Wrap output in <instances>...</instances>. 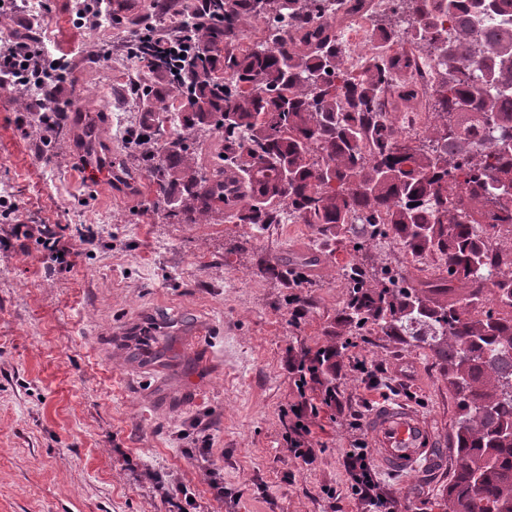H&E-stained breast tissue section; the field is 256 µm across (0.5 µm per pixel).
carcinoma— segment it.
Instances as JSON below:
<instances>
[{"label": "carcinoma", "mask_w": 512, "mask_h": 512, "mask_svg": "<svg viewBox=\"0 0 512 512\" xmlns=\"http://www.w3.org/2000/svg\"><path fill=\"white\" fill-rule=\"evenodd\" d=\"M343 0H190L199 30L177 84L140 89L146 136L133 156L171 224L224 214L233 224L280 223L283 213L334 235L388 226L412 256L438 254L446 275L408 286L381 268L375 284L353 266L349 298L327 335L369 324L429 348L457 400L455 467L444 512H512V256L494 231L512 226V0H395L384 38L414 39L444 71L433 136L411 145L381 102L402 61L374 57L366 77L343 64L336 35ZM261 15L265 42L241 47L242 23ZM175 129L155 139L166 126ZM222 142L195 161L201 138ZM508 312L484 309L487 296ZM344 347L306 353L299 378L336 401Z\"/></svg>", "instance_id": "obj_1"}]
</instances>
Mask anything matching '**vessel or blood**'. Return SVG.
Instances as JSON below:
<instances>
[{"label":"vessel or blood","instance_id":"1","mask_svg":"<svg viewBox=\"0 0 512 512\" xmlns=\"http://www.w3.org/2000/svg\"><path fill=\"white\" fill-rule=\"evenodd\" d=\"M79 148L94 165L107 162V151L92 133H85ZM373 457L380 468L395 475L420 469L441 470L446 453L428 421L413 407L399 401L380 402L367 419Z\"/></svg>","mask_w":512,"mask_h":512}]
</instances>
